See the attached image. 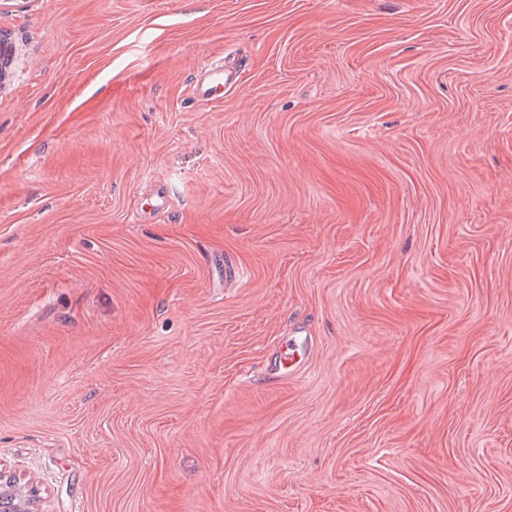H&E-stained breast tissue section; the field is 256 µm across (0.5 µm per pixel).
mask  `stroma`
I'll list each match as a JSON object with an SVG mask.
<instances>
[{"instance_id": "obj_1", "label": "stroma", "mask_w": 512, "mask_h": 512, "mask_svg": "<svg viewBox=\"0 0 512 512\" xmlns=\"http://www.w3.org/2000/svg\"><path fill=\"white\" fill-rule=\"evenodd\" d=\"M0 471L40 512H512V0L1 10ZM232 85V71L224 69V66L207 69L203 76L195 84V90L199 97L210 99L211 94L218 87H228Z\"/></svg>"}]
</instances>
